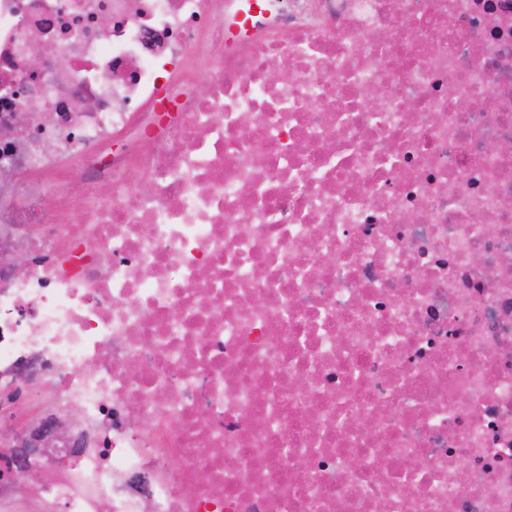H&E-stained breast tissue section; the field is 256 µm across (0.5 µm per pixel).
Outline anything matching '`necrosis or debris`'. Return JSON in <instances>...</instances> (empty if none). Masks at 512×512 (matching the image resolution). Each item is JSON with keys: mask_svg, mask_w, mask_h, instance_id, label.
Here are the masks:
<instances>
[{"mask_svg": "<svg viewBox=\"0 0 512 512\" xmlns=\"http://www.w3.org/2000/svg\"><path fill=\"white\" fill-rule=\"evenodd\" d=\"M226 8L0 0V512H512V0ZM239 1L244 3V9L239 10L233 17L225 18V28L228 35L227 44L229 46H232L245 38H249L254 32L249 19L258 8V4L254 0ZM33 428L28 429L31 430L29 434L19 440L18 448H46L68 438L69 426L62 420H43Z\"/></svg>", "mask_w": 512, "mask_h": 512, "instance_id": "1", "label": "necrosis or debris"}]
</instances>
